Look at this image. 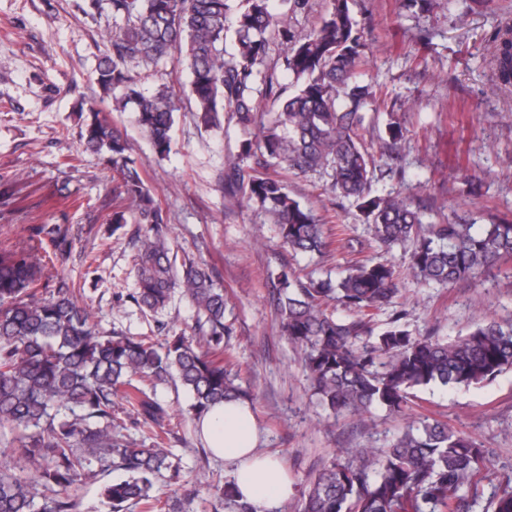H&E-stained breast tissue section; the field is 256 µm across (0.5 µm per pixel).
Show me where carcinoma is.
<instances>
[{
	"label": "carcinoma",
	"mask_w": 512,
	"mask_h": 512,
	"mask_svg": "<svg viewBox=\"0 0 512 512\" xmlns=\"http://www.w3.org/2000/svg\"><path fill=\"white\" fill-rule=\"evenodd\" d=\"M112 50L97 64L101 99L132 106L157 157L172 152L171 129L179 98L166 86L151 94L133 66L154 67L179 55L190 73V111L206 131L224 129L228 112L243 132L219 184L241 191L277 225L294 252L320 254L330 245L324 224L288 195L283 182L262 172L280 167L301 174L324 171L331 190L349 199L387 248L411 244L409 273L421 283L450 287L512 260V224H422L420 210L400 196L374 194V168L363 144L366 109L382 92L356 82L367 39L350 0H329L318 27L288 45L284 17L303 0H109ZM287 45L284 67L297 90L288 97L264 72L270 44ZM491 79L512 89V27L493 36ZM84 150L106 156L121 180L117 196L130 201L140 248L131 299L156 313L181 288L195 310L192 337L155 343L144 336L105 334L80 303L81 289L62 284L39 294L42 267L23 251H0V512H78L77 490L96 473L122 469L126 480L104 484L110 512L138 505L170 512L151 495L155 480L178 473L154 428L170 419L155 398L157 386L180 382L200 418L211 406L244 401L249 393L224 365V288L187 257L177 262L156 198L130 146L101 111L83 119ZM56 253L72 246L66 224H45ZM400 273L388 262H356L346 276L306 282L283 269L277 279L282 330L305 350L303 371L317 404L335 415L362 418L376 409L399 413L409 390L438 384L469 386L512 370V324H477L454 340L418 339L395 323L373 335L376 312L394 303ZM334 302L354 313L327 311ZM122 398L152 430L146 447L112 433V397ZM488 451L448 424L421 418L385 450H339L311 481L301 512H474ZM213 496L234 512H256L235 495L233 483ZM512 512V480L490 502Z\"/></svg>",
	"instance_id": "cac0c4a2"
}]
</instances>
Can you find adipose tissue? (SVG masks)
I'll use <instances>...</instances> for the list:
<instances>
[{"instance_id":"adipose-tissue-1","label":"adipose tissue","mask_w":512,"mask_h":512,"mask_svg":"<svg viewBox=\"0 0 512 512\" xmlns=\"http://www.w3.org/2000/svg\"><path fill=\"white\" fill-rule=\"evenodd\" d=\"M199 428L212 453L234 463L238 493L257 512H274L290 498L293 484L284 465L257 449L259 431L250 403L215 405L202 416Z\"/></svg>"}]
</instances>
